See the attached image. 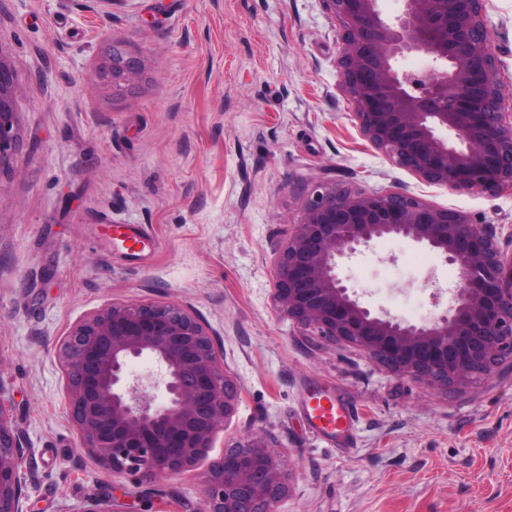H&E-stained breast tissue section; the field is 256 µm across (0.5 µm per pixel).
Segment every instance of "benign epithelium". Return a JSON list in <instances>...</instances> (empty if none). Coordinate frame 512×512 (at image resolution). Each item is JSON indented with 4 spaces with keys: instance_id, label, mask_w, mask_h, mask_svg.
<instances>
[{
    "instance_id": "obj_1",
    "label": "benign epithelium",
    "mask_w": 512,
    "mask_h": 512,
    "mask_svg": "<svg viewBox=\"0 0 512 512\" xmlns=\"http://www.w3.org/2000/svg\"><path fill=\"white\" fill-rule=\"evenodd\" d=\"M339 24L340 85L362 134L425 180L455 190L512 189V119H506L484 0H403L387 19L378 0H323ZM430 61L421 73L397 58ZM146 71L113 45L95 76L122 96ZM14 75L0 61V164L17 144ZM384 236L409 238L458 266L448 306L409 324L374 315L336 273ZM276 310L321 336L358 346L391 373L430 387L461 386L512 357V255L463 213L401 193L319 187L275 260ZM68 407L86 448L115 473L160 480L196 464L233 411L235 383L224 374L211 333L176 304H112L77 322L62 344ZM134 359L156 373L133 378ZM160 390L156 401L150 391ZM0 386V512H22L26 448L15 436ZM200 512H277L287 491L278 453L255 438L210 466ZM84 512H128L92 498Z\"/></svg>"
}]
</instances>
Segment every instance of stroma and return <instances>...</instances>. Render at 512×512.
<instances>
[{"mask_svg":"<svg viewBox=\"0 0 512 512\" xmlns=\"http://www.w3.org/2000/svg\"><path fill=\"white\" fill-rule=\"evenodd\" d=\"M512 108V0H485ZM144 59L124 97L96 80L108 46ZM322 0H0L18 146L0 167V386L28 450L23 512H199L210 465L259 438L288 473L277 512H512V357L432 389L276 311V251L328 183L402 193L491 227L512 253V190H452L361 133ZM143 240L130 244L131 234ZM375 314L420 324L458 268L385 237L339 263ZM113 303L176 304L208 327L234 410L190 470L146 483L82 446L59 347ZM321 385L350 431L313 433Z\"/></svg>","mask_w":512,"mask_h":512,"instance_id":"1","label":"stroma"}]
</instances>
